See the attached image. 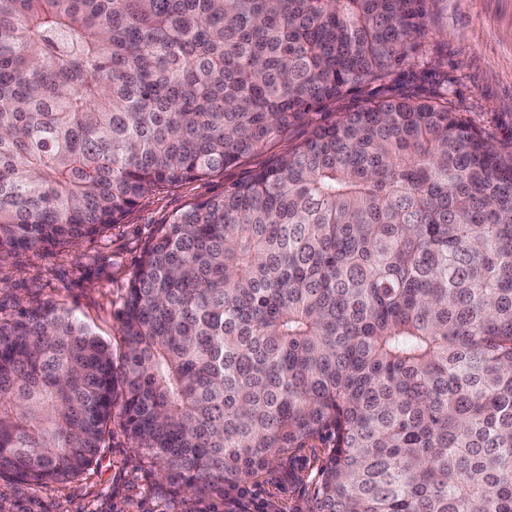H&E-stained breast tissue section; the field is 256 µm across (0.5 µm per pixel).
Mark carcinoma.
Listing matches in <instances>:
<instances>
[{
    "mask_svg": "<svg viewBox=\"0 0 512 512\" xmlns=\"http://www.w3.org/2000/svg\"><path fill=\"white\" fill-rule=\"evenodd\" d=\"M422 3L0 0V259L384 80ZM121 334L0 317V474L79 477L119 403L203 499L320 442L312 512H512V153L445 98L346 112L161 225Z\"/></svg>",
    "mask_w": 512,
    "mask_h": 512,
    "instance_id": "obj_1",
    "label": "carcinoma"
}]
</instances>
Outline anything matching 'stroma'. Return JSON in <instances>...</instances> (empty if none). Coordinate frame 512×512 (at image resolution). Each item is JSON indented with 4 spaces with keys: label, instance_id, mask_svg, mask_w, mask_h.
<instances>
[{
    "label": "stroma",
    "instance_id": "obj_1",
    "mask_svg": "<svg viewBox=\"0 0 512 512\" xmlns=\"http://www.w3.org/2000/svg\"><path fill=\"white\" fill-rule=\"evenodd\" d=\"M387 97L447 98L450 108L512 153V0H424L417 49L385 80L310 113L223 173L153 192L103 235L38 255L14 253L0 262V317L52 303L120 350L119 313L160 225L273 164L314 126ZM325 455L322 448L296 458L277 455L244 487L202 502L134 447L116 409L97 461L78 481L38 486L2 474L0 512H308Z\"/></svg>",
    "mask_w": 512,
    "mask_h": 512
}]
</instances>
